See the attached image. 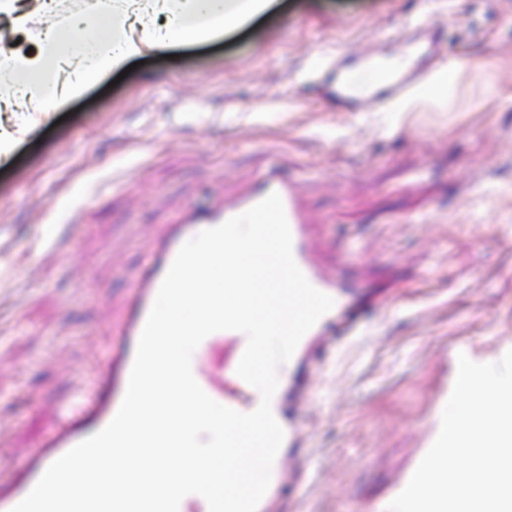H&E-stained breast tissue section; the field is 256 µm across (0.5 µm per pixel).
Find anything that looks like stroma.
<instances>
[{
	"label": "stroma",
	"instance_id": "stroma-1",
	"mask_svg": "<svg viewBox=\"0 0 512 512\" xmlns=\"http://www.w3.org/2000/svg\"><path fill=\"white\" fill-rule=\"evenodd\" d=\"M434 31L445 92L339 111L337 52ZM300 175L318 257L368 299L314 351L295 470L266 512H387L430 448L459 355L512 350V0H279L218 40L108 72L0 160V469L91 386L155 241L189 208Z\"/></svg>",
	"mask_w": 512,
	"mask_h": 512
}]
</instances>
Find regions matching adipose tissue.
Segmentation results:
<instances>
[{
    "label": "adipose tissue",
    "instance_id": "adipose-tissue-1",
    "mask_svg": "<svg viewBox=\"0 0 512 512\" xmlns=\"http://www.w3.org/2000/svg\"><path fill=\"white\" fill-rule=\"evenodd\" d=\"M274 0H86L60 26L37 27L50 0H0V84L9 85L13 123L0 132L7 156L29 127L79 95L105 72L176 44L223 36L272 8ZM25 35L32 51L16 49Z\"/></svg>",
    "mask_w": 512,
    "mask_h": 512
}]
</instances>
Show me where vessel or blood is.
<instances>
[{"instance_id": "vessel-or-blood-1", "label": "vessel or blood", "mask_w": 512, "mask_h": 512, "mask_svg": "<svg viewBox=\"0 0 512 512\" xmlns=\"http://www.w3.org/2000/svg\"><path fill=\"white\" fill-rule=\"evenodd\" d=\"M428 71L402 69L393 77L375 83L370 95L362 88L351 69L349 54H337L320 72V83L340 110L358 111L367 104H391L423 85ZM282 199L292 234V252L296 264L308 281L334 300V306L303 336L292 358L289 371L280 380L272 398V412L283 429V448L272 467L271 481L279 483L284 475L286 451L301 447L304 436L297 416H284L286 397H296L307 387L304 370L312 345L326 343L346 335L357 324L356 284L346 275L344 264L326 269L316 260L310 241V226L297 203L295 183L283 179L276 168H269L259 178V186L247 196L224 203L210 212H187L179 223L170 225L148 256L140 278L130 289L131 305L116 330V337L98 365L94 386L77 393L71 403L57 410V424L40 441L20 473L7 477L0 473V512H11L33 489L45 470L80 442L102 430L116 415L124 398L134 363L139 338L155 302L161 283L181 247L206 229L246 212L269 194ZM247 344L238 331L224 330L207 336L192 356V371L201 388L216 402L242 413L254 411L260 403L259 392L242 380L237 372Z\"/></svg>"}]
</instances>
